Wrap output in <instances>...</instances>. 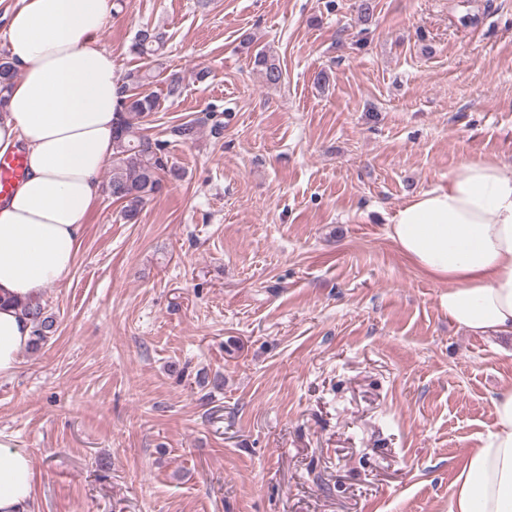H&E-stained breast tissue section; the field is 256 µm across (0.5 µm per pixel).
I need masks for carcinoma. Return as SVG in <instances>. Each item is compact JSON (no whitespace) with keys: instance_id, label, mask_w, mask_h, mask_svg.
<instances>
[{"instance_id":"carcinoma-1","label":"carcinoma","mask_w":512,"mask_h":512,"mask_svg":"<svg viewBox=\"0 0 512 512\" xmlns=\"http://www.w3.org/2000/svg\"><path fill=\"white\" fill-rule=\"evenodd\" d=\"M166 42L165 32L156 26L145 24L135 33L130 51L139 58L152 61L160 56ZM266 82L277 84L283 73L274 58L260 52L255 57ZM15 70L9 61V53H0V94L9 90ZM153 78L151 70H137L122 79V97L118 105V118L113 133L114 149L112 170L106 190L112 200L122 205L123 219L137 222L145 204L161 192L164 182L182 177L180 169L169 163L163 144L142 134L141 125L157 110L158 97L142 94L136 89ZM184 89V78L172 73L166 79V98L179 99ZM25 316L33 325L34 344L45 342L55 332V318L39 298H29L19 303Z\"/></svg>"}]
</instances>
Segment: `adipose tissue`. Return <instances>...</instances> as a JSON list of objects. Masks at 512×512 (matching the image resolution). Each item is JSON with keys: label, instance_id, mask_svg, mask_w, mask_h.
<instances>
[{"label": "adipose tissue", "instance_id": "adipose-tissue-1", "mask_svg": "<svg viewBox=\"0 0 512 512\" xmlns=\"http://www.w3.org/2000/svg\"><path fill=\"white\" fill-rule=\"evenodd\" d=\"M112 0H16L5 36L17 73L0 98V154L26 146V176L0 203V378L32 342L19 303L67 280L112 160L121 82L100 37ZM396 250L445 287L458 327L512 335V166L464 159L447 186L401 206ZM455 479L448 512H512V385ZM30 457L0 444V512H32Z\"/></svg>", "mask_w": 512, "mask_h": 512}]
</instances>
